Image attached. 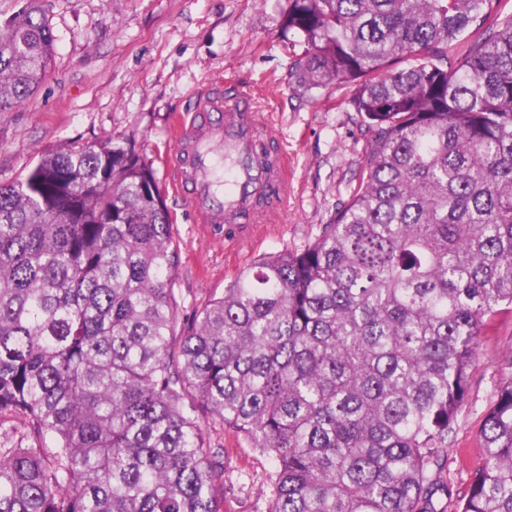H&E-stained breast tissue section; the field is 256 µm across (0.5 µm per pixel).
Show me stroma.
I'll return each instance as SVG.
<instances>
[{
  "mask_svg": "<svg viewBox=\"0 0 512 512\" xmlns=\"http://www.w3.org/2000/svg\"><path fill=\"white\" fill-rule=\"evenodd\" d=\"M288 0H48L56 36L53 61L36 92L0 112V183L25 175L44 156L110 139L136 145L160 186L176 148L173 114L197 90L221 81L251 99L276 151L288 155V200L271 224L201 228L182 197L169 192L179 245L176 288L193 316L259 259L303 249L350 203L371 134L351 99L352 86L303 84L307 55L285 27ZM512 314L481 330L467 401L448 440L443 472L454 506L480 460L479 432L500 383L512 376ZM224 448V512H267L270 460L235 433L212 426Z\"/></svg>",
  "mask_w": 512,
  "mask_h": 512,
  "instance_id": "obj_1",
  "label": "stroma"
}]
</instances>
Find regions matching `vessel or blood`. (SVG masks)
<instances>
[{
	"instance_id": "obj_1",
	"label": "vessel or blood",
	"mask_w": 512,
	"mask_h": 512,
	"mask_svg": "<svg viewBox=\"0 0 512 512\" xmlns=\"http://www.w3.org/2000/svg\"><path fill=\"white\" fill-rule=\"evenodd\" d=\"M260 124L247 97L197 93L189 118L176 125L170 185L203 224L271 222L288 195V159L260 157Z\"/></svg>"
}]
</instances>
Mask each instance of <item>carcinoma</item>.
<instances>
[{
  "instance_id": "1",
  "label": "carcinoma",
  "mask_w": 512,
  "mask_h": 512,
  "mask_svg": "<svg viewBox=\"0 0 512 512\" xmlns=\"http://www.w3.org/2000/svg\"><path fill=\"white\" fill-rule=\"evenodd\" d=\"M43 2L0 18V112L50 68ZM286 26L306 82L354 86L370 151L322 235L192 321L134 146L61 150L0 184V512H224L211 420L272 460L269 512H446L478 336L512 312V13L288 0ZM480 441L456 512H512V376Z\"/></svg>"
}]
</instances>
